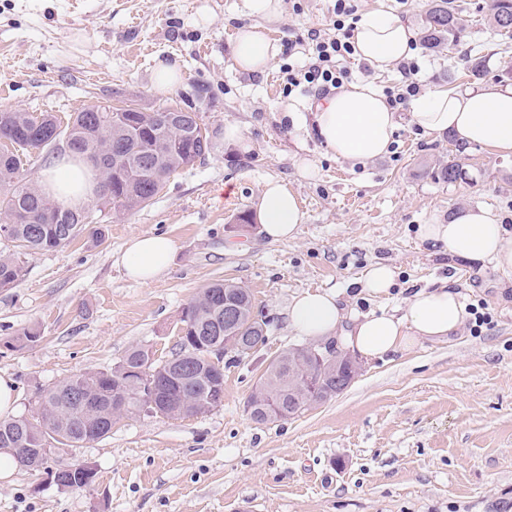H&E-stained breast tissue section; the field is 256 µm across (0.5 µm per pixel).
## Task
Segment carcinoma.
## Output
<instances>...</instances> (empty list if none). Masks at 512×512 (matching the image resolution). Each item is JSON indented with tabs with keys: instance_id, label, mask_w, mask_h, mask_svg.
I'll return each mask as SVG.
<instances>
[{
	"instance_id": "obj_1",
	"label": "carcinoma",
	"mask_w": 512,
	"mask_h": 512,
	"mask_svg": "<svg viewBox=\"0 0 512 512\" xmlns=\"http://www.w3.org/2000/svg\"><path fill=\"white\" fill-rule=\"evenodd\" d=\"M490 20L498 30L512 29V0H489ZM462 23L449 5V0H431L425 18L424 41L438 46H456L461 40ZM194 111L171 112L169 107L140 110L131 118L108 119L94 106L70 115L66 126L50 112L36 118L28 112H0V131L13 137L17 148L9 156L0 155V226H9L8 234L0 239L18 244L36 253L58 248L70 242L86 225L80 213L69 212V223H61L56 213L59 202L35 184L23 178V166L31 161L47 162L54 150L47 140L54 131L68 138L65 146L73 156H95V169L102 207L115 213H130L142 208L157 194L156 183L149 171L162 169L170 173L187 164L195 156L203 157L212 149L211 143L183 142L179 124L191 119ZM464 149L455 146V157L441 167L437 176L451 184L466 179L462 162ZM26 275L20 254L0 251V289L17 285ZM241 309L238 328L245 336L265 335L264 323L255 320L250 293L235 284L214 282L181 311V322L187 325L180 336L178 355L190 353L196 338L204 340L224 335V299ZM304 360L308 371V386H297L293 376L299 371L297 359ZM174 360L157 361L141 348L128 351L124 359L110 369L90 370L70 376L55 386L41 390L35 404L36 415L0 421V446L29 448L33 439L59 436L55 443L73 448L84 441L87 432L98 430L97 438L112 430L111 419L116 412L140 414L142 379L134 370L144 368L169 401L168 411L187 402L198 403L224 390V365H214L202 359L188 358L179 363L180 371L170 369ZM354 370L345 363L340 373L305 360V356L289 349L270 362L260 386L263 393L251 396L250 415L258 423L269 401L280 405L284 412L305 402L308 388L344 390ZM82 391L91 396V406L83 407L60 402V395ZM96 472L74 469L65 474L68 486L82 488L94 481Z\"/></svg>"
}]
</instances>
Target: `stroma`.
I'll return each mask as SVG.
<instances>
[{
    "label": "stroma",
    "instance_id": "35a3bbf8",
    "mask_svg": "<svg viewBox=\"0 0 512 512\" xmlns=\"http://www.w3.org/2000/svg\"><path fill=\"white\" fill-rule=\"evenodd\" d=\"M430 0H358L421 32ZM488 0H455L464 34L443 50L418 45L424 92L512 82V37L490 23ZM331 0H283L266 33L326 30ZM245 0H0V112L53 113L60 122L109 102L145 109L193 105L213 148L170 175L129 214H102L100 236L26 256L27 273L0 290V375L16 387V413L70 376L117 365L134 347L166 360L179 350L183 307L223 280L247 289L267 324L263 344L224 356V403L193 417L129 415L103 439L57 462L91 463L94 483L61 490L26 469L0 480V512H512V270L435 256L418 227L469 208L512 232V156L468 146L467 180L435 172L455 155L450 134H425L400 116L389 152L366 165L336 160L312 131L310 94L285 92L278 54L264 73L233 63L239 28L256 24ZM486 73L465 78L470 57ZM182 81L158 91V62ZM238 125L248 151L227 146ZM312 174H304L301 160ZM298 195L305 221L294 240L272 242L250 216L268 180ZM152 233L176 248L150 285L121 264L127 239ZM396 272L390 294L359 282L374 263ZM452 277L465 304L487 313L387 361L363 362L340 394L298 417L257 423L247 402L268 364L305 344L287 321L293 298L333 289L350 314L393 313L417 288ZM38 326L41 340L18 343Z\"/></svg>",
    "mask_w": 512,
    "mask_h": 512
}]
</instances>
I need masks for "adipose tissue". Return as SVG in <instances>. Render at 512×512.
I'll return each instance as SVG.
<instances>
[{"label":"adipose tissue","instance_id":"ef3b65f1","mask_svg":"<svg viewBox=\"0 0 512 512\" xmlns=\"http://www.w3.org/2000/svg\"><path fill=\"white\" fill-rule=\"evenodd\" d=\"M356 57L383 71L409 57L413 29L399 17L371 12L357 23ZM278 52L262 27L239 30L235 66L264 72ZM409 121L425 133L447 132L459 141L512 155V83H488L464 91L438 90L415 99ZM397 127V114L385 97L367 81L350 84L319 102L312 128L336 159L366 162L387 154ZM39 184L60 203L79 206L93 198L95 180L84 161L69 155L56 159ZM254 218L270 241L294 239L304 222L297 194L283 182L268 181L255 206ZM419 237L433 254L478 263L493 261L512 268V234L483 210L468 211L445 222L423 224ZM175 245L165 236L132 235L125 244L122 264L127 276L142 284L156 281L169 267ZM466 311L450 280L434 288H419L405 300L402 315L383 313L349 317L334 291L307 290L288 308V324L299 335L338 339L348 351L366 361L406 354L422 342H439L458 332Z\"/></svg>","mask_w":512,"mask_h":512}]
</instances>
